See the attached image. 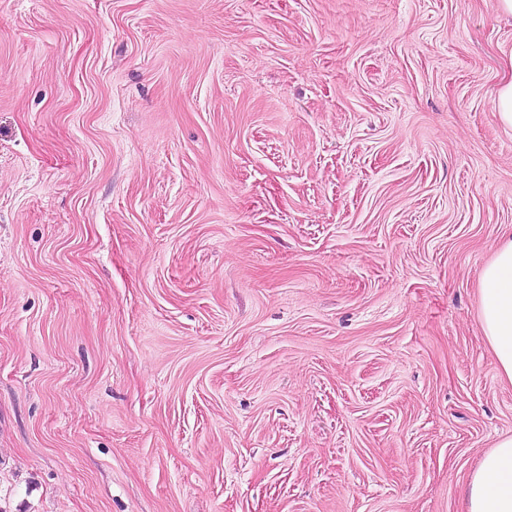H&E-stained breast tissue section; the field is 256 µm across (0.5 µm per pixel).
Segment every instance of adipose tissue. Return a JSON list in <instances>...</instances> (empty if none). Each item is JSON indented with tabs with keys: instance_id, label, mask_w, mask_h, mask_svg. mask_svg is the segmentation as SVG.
<instances>
[{
	"instance_id": "ef3b65f1",
	"label": "adipose tissue",
	"mask_w": 512,
	"mask_h": 512,
	"mask_svg": "<svg viewBox=\"0 0 512 512\" xmlns=\"http://www.w3.org/2000/svg\"><path fill=\"white\" fill-rule=\"evenodd\" d=\"M481 330L502 377L512 382V237L500 243L479 279ZM466 512H512V436L482 457L465 490Z\"/></svg>"
}]
</instances>
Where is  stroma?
<instances>
[{
    "mask_svg": "<svg viewBox=\"0 0 512 512\" xmlns=\"http://www.w3.org/2000/svg\"><path fill=\"white\" fill-rule=\"evenodd\" d=\"M511 47L496 0H0V512H464ZM501 78L494 96V110L500 124L512 130V50L503 51Z\"/></svg>",
    "mask_w": 512,
    "mask_h": 512,
    "instance_id": "obj_1",
    "label": "stroma"
}]
</instances>
